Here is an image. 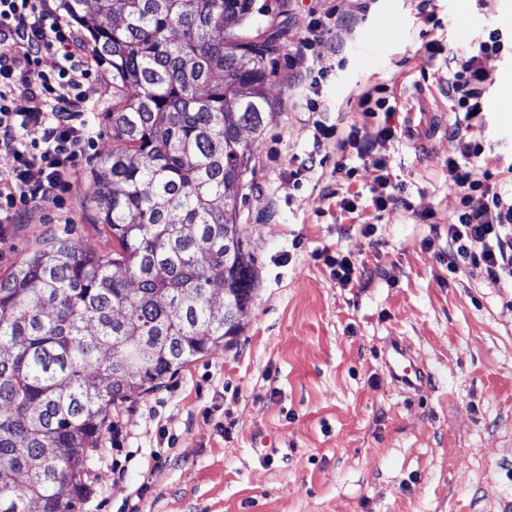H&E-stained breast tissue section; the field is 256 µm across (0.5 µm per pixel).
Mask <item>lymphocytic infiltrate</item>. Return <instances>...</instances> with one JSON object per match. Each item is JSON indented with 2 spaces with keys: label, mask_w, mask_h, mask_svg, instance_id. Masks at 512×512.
<instances>
[{
  "label": "lymphocytic infiltrate",
  "mask_w": 512,
  "mask_h": 512,
  "mask_svg": "<svg viewBox=\"0 0 512 512\" xmlns=\"http://www.w3.org/2000/svg\"><path fill=\"white\" fill-rule=\"evenodd\" d=\"M64 0H0V241L27 212L58 203L78 175V164L99 137L95 101L83 91L99 73L100 63L87 42L64 16ZM339 20L325 13L312 22L303 49L294 58L298 77L318 88L329 70L316 66L310 52ZM498 33L482 41L476 55L448 57V98L455 121L453 137L460 159H449L448 175L460 195L461 208L448 224V270L484 272L493 281L512 280V193L483 173L486 161L474 120L483 114V58L499 54ZM55 56L52 70L44 56ZM27 101L14 106L15 92ZM38 130L29 138V130ZM396 135L394 126H352L339 148L353 147L372 167L380 187L391 182L389 163L377 148Z\"/></svg>",
  "instance_id": "f902f5d3"
}]
</instances>
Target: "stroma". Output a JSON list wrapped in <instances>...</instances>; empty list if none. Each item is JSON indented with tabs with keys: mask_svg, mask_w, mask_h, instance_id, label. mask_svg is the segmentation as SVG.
<instances>
[{
	"mask_svg": "<svg viewBox=\"0 0 512 512\" xmlns=\"http://www.w3.org/2000/svg\"><path fill=\"white\" fill-rule=\"evenodd\" d=\"M268 0L257 29L280 51L265 90L274 114L252 146L239 220L257 269L256 294L233 344L112 408L88 460L78 512H503L512 502V282L449 273L448 222L456 139L428 150L386 143L402 204L342 212L335 191L370 198L371 168L337 139L351 125L403 128L405 114L365 117L362 94L418 87L453 123L448 55L467 56L489 31L512 43V0ZM341 23L315 54L332 73L317 90L296 78L311 10ZM385 40H370L373 29ZM435 54H428L427 44ZM479 139L502 189L512 167V52L484 59ZM85 82L101 137L59 204L37 210L0 242V276L46 236L91 252L112 241L94 224L89 186L111 151L110 69ZM316 98L320 109L306 108ZM334 129L321 147L313 125ZM354 175L337 172V163ZM301 170L297 182L284 181ZM374 229L365 232L364 220ZM352 253L362 279L340 287L318 252ZM399 340L433 378L404 391L382 364ZM122 479L113 482V470Z\"/></svg>",
	"mask_w": 512,
	"mask_h": 512,
	"instance_id": "1",
	"label": "stroma"
}]
</instances>
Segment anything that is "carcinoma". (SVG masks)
I'll return each mask as SVG.
<instances>
[{
    "label": "carcinoma",
    "mask_w": 512,
    "mask_h": 512,
    "mask_svg": "<svg viewBox=\"0 0 512 512\" xmlns=\"http://www.w3.org/2000/svg\"><path fill=\"white\" fill-rule=\"evenodd\" d=\"M112 68V151L90 184L115 247L54 237L0 279V512H76L112 405L242 331L238 221L272 104L257 0H69Z\"/></svg>",
    "instance_id": "carcinoma-1"
}]
</instances>
